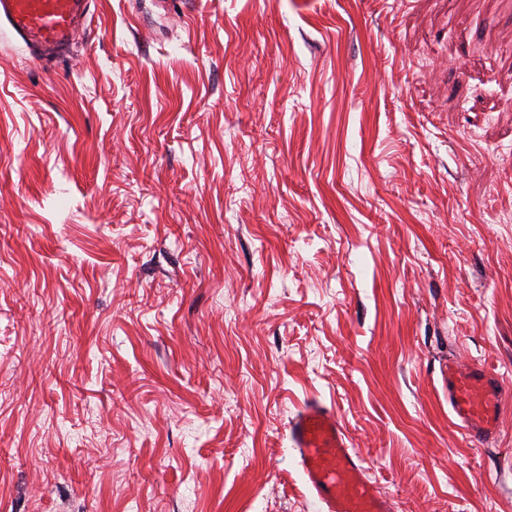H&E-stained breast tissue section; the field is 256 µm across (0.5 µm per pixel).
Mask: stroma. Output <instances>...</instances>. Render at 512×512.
Listing matches in <instances>:
<instances>
[{
    "label": "stroma",
    "instance_id": "35a3bbf8",
    "mask_svg": "<svg viewBox=\"0 0 512 512\" xmlns=\"http://www.w3.org/2000/svg\"><path fill=\"white\" fill-rule=\"evenodd\" d=\"M505 379L484 444L441 368ZM512 512V0H96L0 24V512ZM91 0H0V20L45 61L62 55L87 21ZM288 441L323 512H392L391 500L368 477L332 408L310 400L290 418Z\"/></svg>",
    "mask_w": 512,
    "mask_h": 512
}]
</instances>
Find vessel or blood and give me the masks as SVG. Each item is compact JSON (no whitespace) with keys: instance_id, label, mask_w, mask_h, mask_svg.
<instances>
[{"instance_id":"b4317fda","label":"vessel or blood","mask_w":512,"mask_h":512,"mask_svg":"<svg viewBox=\"0 0 512 512\" xmlns=\"http://www.w3.org/2000/svg\"><path fill=\"white\" fill-rule=\"evenodd\" d=\"M91 0H0V20L46 61L62 55L87 21ZM450 421L473 442L494 436L503 383L480 364L449 361L441 371ZM288 440L305 484L323 512H393L368 477L332 408L311 400L290 418Z\"/></svg>"}]
</instances>
